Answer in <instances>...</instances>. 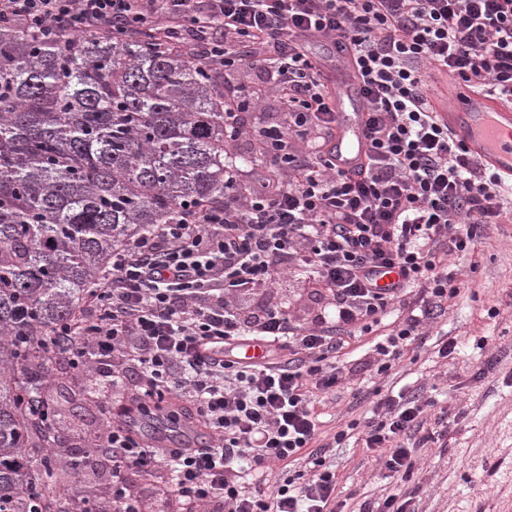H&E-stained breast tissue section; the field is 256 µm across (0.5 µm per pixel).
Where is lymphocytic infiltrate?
I'll return each instance as SVG.
<instances>
[{"mask_svg":"<svg viewBox=\"0 0 512 512\" xmlns=\"http://www.w3.org/2000/svg\"><path fill=\"white\" fill-rule=\"evenodd\" d=\"M202 13L224 34L209 51L224 69L240 63L236 43L273 50L288 112L284 126L257 138L288 175L257 189L230 174L223 206L181 207L116 249L101 288L40 347L76 369L94 360L116 393L135 387L133 408L176 401L211 434L205 445L156 448L117 412L98 438L112 456L114 512H141L124 487L129 468L166 471L184 512H336L316 395L341 381L338 354L350 339L382 332L388 308L405 304L408 316L373 346L377 373L390 370L459 294L449 254L473 253L482 230L503 221L501 176L440 124L425 73H451L512 103V0H0L1 22L47 41L148 24L176 32ZM315 38L350 57L368 103L369 149L350 171L330 146L336 113L325 66L303 49ZM297 134L313 138L314 154H293ZM295 271L322 289L310 326L276 306L247 307ZM392 272L397 281L379 285ZM82 334L87 343L76 344ZM253 342L263 361L235 358ZM430 405L420 391L375 401L364 443L389 472L410 473L412 449L434 441ZM300 460L304 469L291 471ZM270 462L284 470L266 489L250 476Z\"/></svg>","mask_w":512,"mask_h":512,"instance_id":"f902f5d3","label":"lymphocytic infiltrate"}]
</instances>
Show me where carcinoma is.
Masks as SVG:
<instances>
[{"mask_svg": "<svg viewBox=\"0 0 512 512\" xmlns=\"http://www.w3.org/2000/svg\"><path fill=\"white\" fill-rule=\"evenodd\" d=\"M150 26L37 43L0 23V512H80L38 341L112 250L181 203L224 204V92Z\"/></svg>", "mask_w": 512, "mask_h": 512, "instance_id": "obj_1", "label": "carcinoma"}]
</instances>
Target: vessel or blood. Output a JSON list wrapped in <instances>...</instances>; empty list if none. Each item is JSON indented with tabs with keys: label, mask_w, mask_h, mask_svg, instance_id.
<instances>
[{
	"label": "vessel or blood",
	"mask_w": 512,
	"mask_h": 512,
	"mask_svg": "<svg viewBox=\"0 0 512 512\" xmlns=\"http://www.w3.org/2000/svg\"><path fill=\"white\" fill-rule=\"evenodd\" d=\"M339 74L346 86L335 105V155L337 165L350 170L362 162L368 148L365 100L351 68H341ZM441 118L448 124L456 144L496 171L512 176V108L471 92L455 102L453 111L442 113ZM129 423L137 430L149 426L148 442L153 446L167 445L172 437L188 432L186 426L171 422L163 412L147 424L137 416L130 417Z\"/></svg>",
	"instance_id": "obj_1"
}]
</instances>
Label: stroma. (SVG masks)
I'll return each mask as SVG.
<instances>
[{"mask_svg":"<svg viewBox=\"0 0 512 512\" xmlns=\"http://www.w3.org/2000/svg\"><path fill=\"white\" fill-rule=\"evenodd\" d=\"M245 62L238 69L220 71L224 92L259 97V105L240 112L238 122L249 130L228 146V153L250 155L254 164L242 174L255 185L272 176L270 158L260 155L254 132L283 123L284 108L273 67L251 66V58L269 56L267 47L243 44ZM463 286L449 301L444 316L427 326L422 344L406 348L388 374L366 371L372 336L351 341L336 365L343 379L336 390L321 395V442L338 431L347 437L327 454L338 477L339 512H357L363 502L378 503L391 494L411 500V512H512V219L488 226L473 256L448 259ZM301 326H309L321 303L311 280L289 278L270 295ZM262 296L251 299L262 303ZM457 346L449 357L439 348L447 340ZM54 376L52 393L59 408L80 403L77 417L68 418L63 439L79 471L58 466L54 477L71 495L90 494L98 512H111L112 464L94 456L100 420L116 397L108 378L91 370L72 369L65 360L48 365ZM423 389L431 398V415L448 417V432L440 441L413 449L416 466L409 476L381 469L372 450L363 446L364 426L372 415L376 395L410 394ZM129 492L139 498L143 512H182L181 503L167 491L168 476L126 471Z\"/></svg>","mask_w":512,"mask_h":512,"instance_id":"obj_1","label":"stroma"}]
</instances>
